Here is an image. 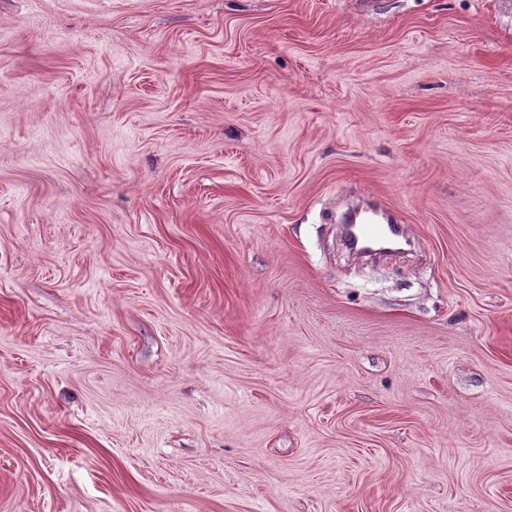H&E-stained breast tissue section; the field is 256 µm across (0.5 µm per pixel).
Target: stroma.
<instances>
[{
	"mask_svg": "<svg viewBox=\"0 0 512 512\" xmlns=\"http://www.w3.org/2000/svg\"><path fill=\"white\" fill-rule=\"evenodd\" d=\"M0 512H512V0H0ZM367 214V218L355 227L359 242L382 243L393 238L410 242L411 238L403 224H394L387 210L377 203L357 206Z\"/></svg>",
	"mask_w": 512,
	"mask_h": 512,
	"instance_id": "stroma-1",
	"label": "stroma"
}]
</instances>
